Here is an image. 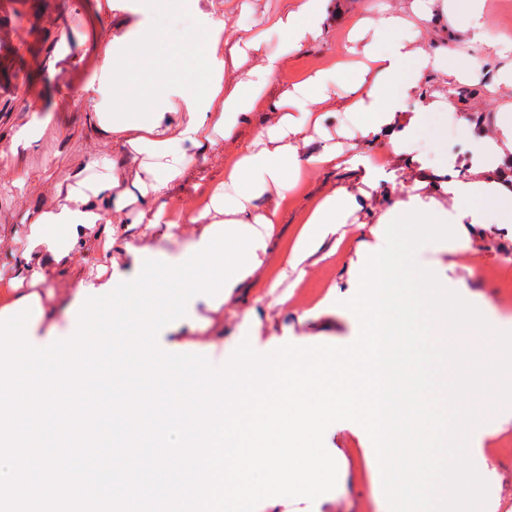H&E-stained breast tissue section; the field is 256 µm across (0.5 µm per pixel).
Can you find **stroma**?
I'll use <instances>...</instances> for the list:
<instances>
[{
    "instance_id": "35a3bbf8",
    "label": "stroma",
    "mask_w": 512,
    "mask_h": 512,
    "mask_svg": "<svg viewBox=\"0 0 512 512\" xmlns=\"http://www.w3.org/2000/svg\"><path fill=\"white\" fill-rule=\"evenodd\" d=\"M412 4L413 0H328L321 35L292 47L272 22L292 7L293 0H14L10 8L0 11V34L15 39L10 56L0 57V84L13 88L12 95L0 98V146L9 148L6 157L0 158V265H15L28 247L29 218L66 204L67 186L76 176L103 173L111 161L127 170L137 167L121 140L103 133L92 117L89 86L99 71L100 41L111 36L132 39L142 29L154 33L151 53L133 80V91L184 78L201 84L205 73L195 68L194 53L208 20L220 18L227 40L261 35L260 52L250 57V64L268 55L280 56V70L268 89L270 101H277L283 90L292 89L313 71L329 70L330 98L310 108L313 119L320 115L324 121L319 126L313 120L307 123L300 144L303 155L317 154L330 139L341 145L345 156L384 158L387 174L368 190V198L341 227L335 255L307 267L303 278L283 279L278 291L286 295V302L273 303L265 279L253 281L243 302L244 307L257 308L269 317L252 344L257 353H268L276 339L287 334H321L335 346L353 343L358 326L351 318L343 314L315 317L311 310L324 288L344 287L356 259L358 225L376 223L396 203L414 195L432 203L452 224L461 215L479 211L480 199H455L440 186L456 169L464 181L475 180L474 159L482 144L499 138L502 122L512 116V86L498 82L500 72L512 70V50L505 48L508 37L498 31L499 25L512 23V0H483L484 37L480 40L473 36L468 14L450 10L448 0H427L428 9L421 14L413 11ZM387 16L402 17L405 23L378 33V21ZM358 23L366 25L364 40L377 50L409 39L414 47L446 55L443 67L423 71L417 88L392 121V130H399L416 113H425L426 121L409 150L395 149L392 131L362 138L357 128L365 123V115L344 110L347 89L359 76L351 64L362 59L351 51L350 32ZM457 50L487 57L489 68L457 72L453 56ZM440 98L445 107L432 108V101ZM32 99L40 101V111L29 110L27 103ZM273 117L268 108L255 112L237 139L218 140L205 155L195 158L185 179L167 197L168 217L189 208L202 209L204 189L223 179L241 144L253 139ZM368 175L363 166L304 170L278 210L280 237L269 247L267 277L286 266L291 239L321 200L335 191L359 194ZM134 217L131 208L105 214L106 221L116 224L120 235L136 247L173 255L184 249L183 236L161 241L145 235ZM89 257L81 248L63 266L43 258L37 261L51 290L48 302L57 310L59 333L68 328L76 274L93 266ZM417 260L432 266L448 289L471 294L472 304L480 310L512 300L511 225H489L470 250L424 248ZM197 313L207 321L206 331L172 328L159 333L157 343L162 348L179 346L184 353L223 366L239 345L234 309L228 306L216 315L202 305ZM324 443L343 450L340 467L346 478L334 498L306 500L303 508L307 512H389L386 500L375 497L366 478L351 430L334 423Z\"/></svg>"
}]
</instances>
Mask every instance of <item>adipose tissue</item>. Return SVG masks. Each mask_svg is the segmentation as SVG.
I'll return each instance as SVG.
<instances>
[{"instance_id": "adipose-tissue-1", "label": "adipose tissue", "mask_w": 512, "mask_h": 512, "mask_svg": "<svg viewBox=\"0 0 512 512\" xmlns=\"http://www.w3.org/2000/svg\"><path fill=\"white\" fill-rule=\"evenodd\" d=\"M326 2L296 0L292 10L278 15L274 26L293 46L318 38ZM224 28L220 18L208 23L203 50L196 61L206 72L204 87L191 83L159 86L135 100L128 99L127 89L136 67L145 58L143 47L149 40L148 34H140L135 43L121 39L103 45L104 64L96 90L98 99L92 104L93 116L103 133L115 135L141 156V164L131 173L112 165L106 174L70 183L68 205L43 211L31 223L29 252L44 251L57 263L66 264L80 239L103 223V207L120 212L136 203L140 206L139 223L163 239L181 233L189 237L191 244H199L204 235L199 224L207 216L251 226L265 240L255 254L265 258V245L277 234V204L296 184L303 163L330 168L341 162L342 152L329 143L318 155L302 161L299 139L308 114L301 111L281 115L241 147L225 170L223 181L209 189L202 212L189 209L179 220H164L169 189L185 176L190 159L209 150L217 138H233L252 112L267 107V89L280 68V59L274 55L249 66L251 53L260 49V37L241 38L228 46L224 43ZM363 52L375 55L378 73L371 85L353 87L347 109L369 114L370 124L360 129L367 137L389 126L391 116L402 107L405 92L416 88L423 70L439 67L440 58L409 48L404 42L378 55L369 45ZM229 71L239 75L235 84L224 81ZM398 78L404 81L399 90L394 87ZM508 150L512 151V122L503 126L500 140L485 144L475 162L477 180L448 185L453 198L480 197L487 213L498 224H512V196L500 195L492 176L497 157ZM261 198L270 202L262 212L255 205ZM354 204V197L346 192L327 196L293 239L289 266L295 268L309 260L318 263L333 256L337 228ZM28 277L29 287H20L14 280L0 287V312L16 307L28 296L40 297L41 314L29 330L34 342L41 344L47 340L42 327L54 319L55 310L43 301L48 294L42 286L43 273L32 269Z\"/></svg>"}]
</instances>
